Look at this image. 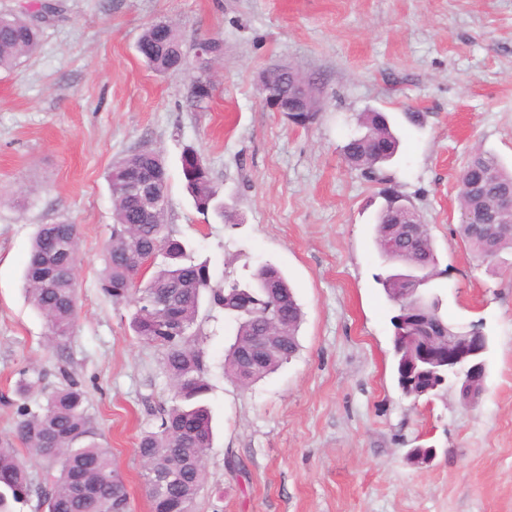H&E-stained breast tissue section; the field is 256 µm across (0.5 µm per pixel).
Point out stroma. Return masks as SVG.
Segmentation results:
<instances>
[{"label": "stroma", "mask_w": 512, "mask_h": 512, "mask_svg": "<svg viewBox=\"0 0 512 512\" xmlns=\"http://www.w3.org/2000/svg\"><path fill=\"white\" fill-rule=\"evenodd\" d=\"M180 34L187 56L217 38L212 95L160 75L137 52L150 23ZM40 46L0 70V441L15 439L24 370L47 385L66 368L86 392L96 438L112 450L130 512H149L135 448L171 403L161 349L131 328V306L100 288L113 218L108 173L135 150L168 170L164 220L207 263L211 281L271 263L302 308L299 350L242 386L224 374L235 323L202 304L213 445L194 512H512V255L475 256L460 238L459 174L476 150L512 163V0H57ZM292 67L317 84L301 123L267 108L264 71ZM386 113L401 139L392 188L429 228L443 312L491 338L485 391L402 395L395 308L375 280L380 184L342 148L360 113ZM195 148L235 215L198 211L181 158ZM76 225L78 318L60 348L31 306L24 269L41 224ZM431 447L429 463L407 458Z\"/></svg>", "instance_id": "obj_1"}]
</instances>
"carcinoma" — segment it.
Instances as JSON below:
<instances>
[{"instance_id": "obj_1", "label": "carcinoma", "mask_w": 512, "mask_h": 512, "mask_svg": "<svg viewBox=\"0 0 512 512\" xmlns=\"http://www.w3.org/2000/svg\"><path fill=\"white\" fill-rule=\"evenodd\" d=\"M43 5L20 14L0 15V69L9 70L39 47L38 16ZM139 45L144 62L160 74L188 69L187 56L177 32L159 21L145 27ZM212 85L206 66L193 78V101L210 99ZM359 126L364 133L344 146V158L369 180L388 182L382 164L392 157L399 140L381 112H363ZM186 188L197 210H224L213 187L210 170L201 154L188 148L181 160ZM149 171L156 191L167 197L168 175L156 153L136 150L115 160L108 174L114 224L105 246L102 291L113 301L134 307L132 329L140 340L163 352L166 373L174 383L171 404L163 410L156 430L141 436L137 453L148 463L144 483L150 512H188L205 484L204 442L212 436L211 418L205 400L211 386L205 373V352L192 338L204 292L236 323L235 337L224 362V372L237 382L252 384L291 360L299 349L298 331L303 320L301 306L285 276L272 264L255 268L246 278H224V287L211 286L208 266L198 261L191 246L172 235L164 222L140 223V198L128 189L140 173ZM459 197V234L481 258H500L512 253V216L488 224L485 214L496 208L502 191L512 188V167L487 151L471 155L463 167ZM468 183L479 184L470 195ZM384 204L375 215L373 242L382 262L407 268H426L431 276L441 274L438 256L425 224L415 225L416 242L395 256L384 252L385 243L402 241L407 225L390 207L397 191L383 189ZM80 254L73 224L40 226L32 239L25 272V291L30 304L47 320L49 340L60 347L72 334L77 315L76 278L64 273L76 268ZM150 261L151 274L143 287L133 288L139 264ZM386 298L393 304L404 294L406 282L392 273L377 277ZM405 316L417 322L426 336H446L452 324L442 312V300L431 293V302L406 309ZM258 336H273L276 351L242 372V355L251 350ZM395 374L403 393H418L427 386L424 371L430 365L414 353L394 346ZM46 404L39 411L18 407L16 437L28 457L65 464L46 472L42 483L32 482L19 450L0 443V512H19L34 495L43 499L47 512H129L127 490L112 464V449L97 442L84 408L82 385L68 377L65 383L45 391ZM175 471L179 480L154 491L157 475Z\"/></svg>"}]
</instances>
